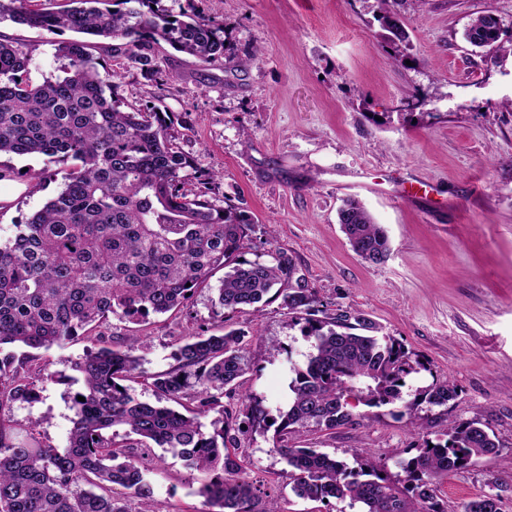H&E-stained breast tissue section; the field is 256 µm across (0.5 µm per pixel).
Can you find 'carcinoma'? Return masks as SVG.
Instances as JSON below:
<instances>
[{"label": "carcinoma", "mask_w": 512, "mask_h": 512, "mask_svg": "<svg viewBox=\"0 0 512 512\" xmlns=\"http://www.w3.org/2000/svg\"><path fill=\"white\" fill-rule=\"evenodd\" d=\"M171 2L162 8L161 0H67L32 9L30 0H0V22L110 39L121 66L153 77L162 74L155 54L162 41L202 63L224 59V25ZM380 22L391 41L405 40L396 17L386 12ZM500 35L501 22L491 12L464 32L475 47L492 46ZM55 46L64 76L35 84L28 53L0 40V155L71 162L55 195L15 225L13 240L0 244V410L38 398L27 369L36 358H20L5 346L39 349L83 338L95 347L73 366L83 390L72 397L66 448L46 447L31 432L22 438L0 421V512H130L112 487L153 500L147 476L152 444L174 450L192 469L221 471L204 487L219 512H279L272 503L257 508V487L229 451L242 427L223 399L245 372L243 332L223 325L177 345L176 365L150 376L155 404L125 385L142 364L135 342L113 348L96 334L111 315L144 321L186 306L219 268L224 278L216 305L257 312L279 299L311 342L312 351L293 367L292 399L273 436V450L294 473V494L320 502L348 499L360 512H446L435 481L496 453L498 442L475 421L455 422L447 439L423 445L402 462V486L379 476L364 451L350 464L315 448L288 447L292 432L311 426L331 431L352 421V400L378 407L401 399V382L413 371L409 353L359 312L330 317L319 309L315 289L292 284L296 266L286 252L276 249L268 261L240 259L251 223L238 207L208 197L215 174L182 151L163 98L123 109L117 98L123 74L100 72L90 42ZM191 181L195 189L188 190ZM338 223L364 261L379 264L390 255L384 227L361 201L345 200ZM458 397L457 385L446 378L418 391L406 408L419 401L446 406ZM184 399L194 404L187 414L172 407ZM212 412L206 433L199 418ZM244 414L250 427H266L267 413L257 401L245 399ZM115 428L138 436L142 451L116 443ZM500 502V494H489L463 512H500Z\"/></svg>", "instance_id": "cac0c4a2"}]
</instances>
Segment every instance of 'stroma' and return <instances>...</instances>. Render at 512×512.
I'll return each mask as SVG.
<instances>
[{"instance_id":"stroma-1","label":"stroma","mask_w":512,"mask_h":512,"mask_svg":"<svg viewBox=\"0 0 512 512\" xmlns=\"http://www.w3.org/2000/svg\"><path fill=\"white\" fill-rule=\"evenodd\" d=\"M193 5L223 21L226 61L201 63L161 45L162 82L128 69L120 101L161 93L170 112L187 115L182 151L217 173L214 197L240 207L253 225L245 259L287 252L328 314L361 312L402 343L421 364L406 379L404 400L437 379L459 389L445 407L357 406L353 422L289 434V446L345 461L363 449L401 481V461L424 441L444 440L450 424L473 420L494 433L500 451L450 472L437 495L447 512H460L498 491L501 512H512V0H391L407 36L397 45L384 37L381 0ZM487 11L502 22L499 45L473 47L463 31ZM0 39L29 53L32 82L55 74L52 35L4 21ZM247 54L250 65L233 69L231 59ZM6 163L13 177L0 183V243L59 188L37 184L32 172L65 169L41 155ZM415 181L434 187L432 200L405 196ZM349 197L386 228V262H365L349 245L337 218ZM218 284L211 277L179 312L143 322L112 316L100 331L110 342L136 338L146 374H156L173 366L171 354L189 334L227 322L246 334L247 368L225 407L242 411L246 394L278 418L292 396L291 367L310 344L276 300L257 313L216 314ZM87 348L78 338L39 350V400L13 403L0 416L32 428L42 445L66 447L78 389L72 365ZM272 446L271 433L253 430L235 454L280 512H356L345 499L298 498ZM150 454L155 503L129 499L133 512H214L199 493L206 474L171 450Z\"/></svg>"}]
</instances>
